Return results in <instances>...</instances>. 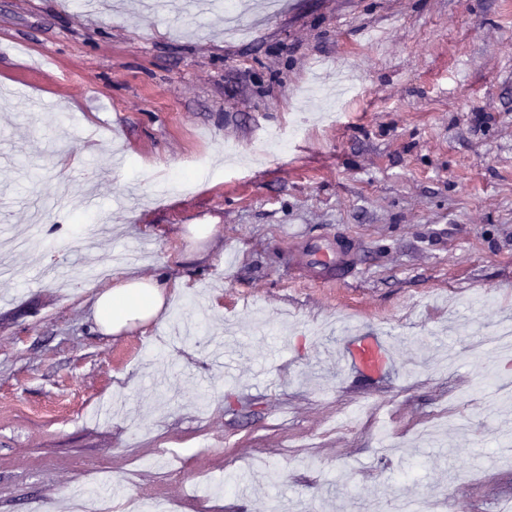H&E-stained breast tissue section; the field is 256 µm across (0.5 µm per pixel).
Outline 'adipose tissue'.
I'll return each instance as SVG.
<instances>
[{
  "label": "adipose tissue",
  "mask_w": 512,
  "mask_h": 512,
  "mask_svg": "<svg viewBox=\"0 0 512 512\" xmlns=\"http://www.w3.org/2000/svg\"><path fill=\"white\" fill-rule=\"evenodd\" d=\"M182 287L181 281L144 276L137 268H127L111 287L96 294L92 304L94 324L101 333L117 335L135 326L164 320L168 297Z\"/></svg>",
  "instance_id": "ef3b65f1"
}]
</instances>
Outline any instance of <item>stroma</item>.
<instances>
[{
    "mask_svg": "<svg viewBox=\"0 0 512 512\" xmlns=\"http://www.w3.org/2000/svg\"><path fill=\"white\" fill-rule=\"evenodd\" d=\"M163 2L0 0V243L42 229L0 280V512L75 485L120 512H497L512 399L476 382L512 354L473 345L512 324V0H287L242 41L222 0ZM202 222L224 236L196 262ZM298 235L345 237L359 277L300 283ZM138 245L185 288L103 335L95 290ZM341 320L391 345L373 387Z\"/></svg>",
    "mask_w": 512,
    "mask_h": 512,
    "instance_id": "obj_1",
    "label": "stroma"
}]
</instances>
